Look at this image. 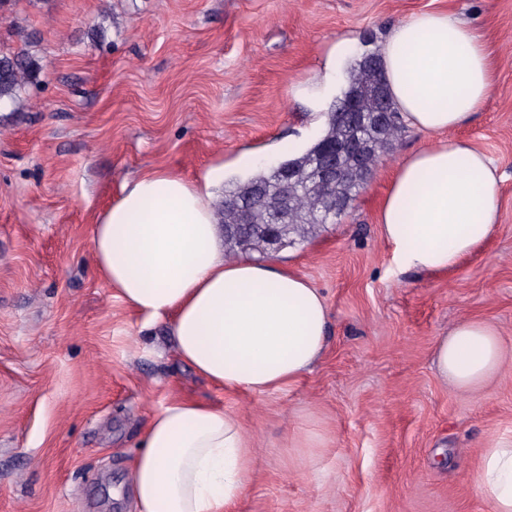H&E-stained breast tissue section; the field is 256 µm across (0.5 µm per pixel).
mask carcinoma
<instances>
[{
    "label": "carcinoma",
    "mask_w": 512,
    "mask_h": 512,
    "mask_svg": "<svg viewBox=\"0 0 512 512\" xmlns=\"http://www.w3.org/2000/svg\"><path fill=\"white\" fill-rule=\"evenodd\" d=\"M377 57V54L362 56L355 64L346 93H355L359 102L370 117L359 128H348L328 119L323 141H344L357 139L366 144L371 154L370 161L375 163L381 157V153L387 149L395 139L400 129L399 112L394 103H389L394 123L386 135L377 131L376 123L371 114L375 109L372 98V87L375 81L374 70L367 60ZM37 76V63L25 50H20L13 55H0V105L17 107L22 102L29 100V88L34 85ZM318 146H313L308 151L291 159L281 162L283 166H293L301 173V181L291 190L295 197V206L288 213V226L285 237L293 241H303L313 234L315 228L324 223L323 213L328 204L325 188L318 183L316 170V152ZM341 165L346 171V178L336 185V194L345 198H353L359 192L364 180V174L358 168L355 160L347 155L341 157ZM263 189L268 195L274 196L279 191L275 171H260L244 181L236 182L230 189L224 191V197L216 204V215L220 224H233L238 220V212L232 208L224 207V203L234 200L240 206L249 211V216L254 224H270L273 221L271 212L258 197V190ZM266 243L258 234L246 233L241 238L224 239V253L237 255L239 253L257 252L265 254Z\"/></svg>",
    "instance_id": "carcinoma-1"
}]
</instances>
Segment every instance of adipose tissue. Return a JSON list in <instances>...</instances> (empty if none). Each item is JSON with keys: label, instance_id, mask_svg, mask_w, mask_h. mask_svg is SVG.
<instances>
[{"label": "adipose tissue", "instance_id": "1", "mask_svg": "<svg viewBox=\"0 0 512 512\" xmlns=\"http://www.w3.org/2000/svg\"><path fill=\"white\" fill-rule=\"evenodd\" d=\"M389 95L428 136L393 175L378 223L398 265L447 272L498 222L500 176L470 142L440 135L468 123L493 89L487 46L470 23L423 11L397 21L379 48ZM212 195L169 172L124 186L94 224L95 271L146 324L166 321L176 354L227 391L294 385L322 357L329 312L308 279L265 260L224 257ZM491 324L464 319L438 339L433 363L459 393L490 384L508 355ZM256 442L222 407L170 402L149 419L133 462V512H232L251 477ZM471 479L492 512H512V441H485Z\"/></svg>", "mask_w": 512, "mask_h": 512}]
</instances>
